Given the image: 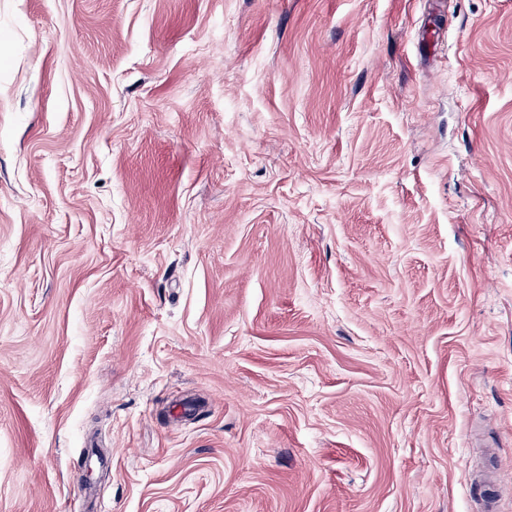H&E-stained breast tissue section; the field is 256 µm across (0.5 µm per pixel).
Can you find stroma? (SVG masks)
Instances as JSON below:
<instances>
[{
    "label": "stroma",
    "mask_w": 512,
    "mask_h": 512,
    "mask_svg": "<svg viewBox=\"0 0 512 512\" xmlns=\"http://www.w3.org/2000/svg\"><path fill=\"white\" fill-rule=\"evenodd\" d=\"M0 44V512H512V0Z\"/></svg>",
    "instance_id": "obj_1"
}]
</instances>
